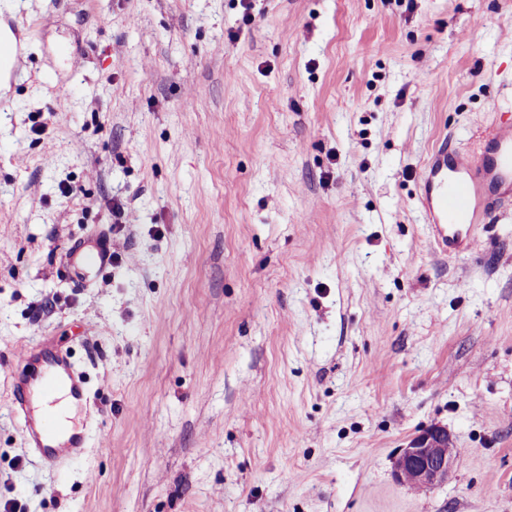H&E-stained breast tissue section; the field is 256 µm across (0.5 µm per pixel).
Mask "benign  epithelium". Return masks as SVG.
<instances>
[{
	"label": "benign epithelium",
	"instance_id": "benign-epithelium-1",
	"mask_svg": "<svg viewBox=\"0 0 512 512\" xmlns=\"http://www.w3.org/2000/svg\"><path fill=\"white\" fill-rule=\"evenodd\" d=\"M457 454L446 428H425L399 449L393 461V477L403 486L433 490L448 482Z\"/></svg>",
	"mask_w": 512,
	"mask_h": 512
}]
</instances>
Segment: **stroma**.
<instances>
[{
    "label": "stroma",
    "instance_id": "stroma-1",
    "mask_svg": "<svg viewBox=\"0 0 512 512\" xmlns=\"http://www.w3.org/2000/svg\"><path fill=\"white\" fill-rule=\"evenodd\" d=\"M0 26V508L512 512V207L450 256L416 180L512 112V0H0ZM100 234L123 259L77 281ZM46 342L96 434L61 466L10 408ZM434 425L458 455L416 492L393 459Z\"/></svg>",
    "mask_w": 512,
    "mask_h": 512
}]
</instances>
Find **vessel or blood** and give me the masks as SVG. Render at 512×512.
<instances>
[{
  "label": "vessel or blood",
  "instance_id": "obj_1",
  "mask_svg": "<svg viewBox=\"0 0 512 512\" xmlns=\"http://www.w3.org/2000/svg\"><path fill=\"white\" fill-rule=\"evenodd\" d=\"M418 188L432 244L444 253L473 251L512 193V122L473 132L463 153L444 143L435 147L421 167ZM70 260L75 269L102 276L112 265V243L105 237L91 246L74 242ZM63 385L79 403L88 402L84 374L69 353L46 346L20 349L11 372V411L29 452L48 463L81 458L88 443L83 432L59 439L53 417L32 413L34 397L52 398Z\"/></svg>",
  "mask_w": 512,
  "mask_h": 512
}]
</instances>
